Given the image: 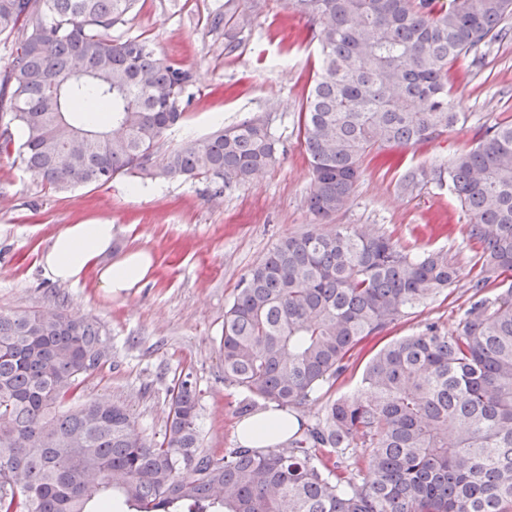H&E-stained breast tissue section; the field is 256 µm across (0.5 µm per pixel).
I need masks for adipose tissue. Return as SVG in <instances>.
I'll list each match as a JSON object with an SVG mask.
<instances>
[{"instance_id": "adipose-tissue-1", "label": "adipose tissue", "mask_w": 512, "mask_h": 512, "mask_svg": "<svg viewBox=\"0 0 512 512\" xmlns=\"http://www.w3.org/2000/svg\"><path fill=\"white\" fill-rule=\"evenodd\" d=\"M114 234L115 226L111 223L62 226L40 255L44 276L59 283L75 284L92 274L98 288L111 296L148 280L153 263L151 254L135 249L121 259H113ZM296 429L295 418L271 406L240 421L237 438L240 445L248 448H271L287 443Z\"/></svg>"}]
</instances>
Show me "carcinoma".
<instances>
[{
    "mask_svg": "<svg viewBox=\"0 0 512 512\" xmlns=\"http://www.w3.org/2000/svg\"><path fill=\"white\" fill-rule=\"evenodd\" d=\"M136 0H0L11 40L0 154L17 152L65 191L119 176L205 178L214 194L278 160L269 122L245 117L188 138L157 163L185 118L193 77L136 36L112 38ZM320 66L302 106L316 223L349 203L374 148L430 141L463 124L448 88L461 59L512 37V0H289ZM468 217L463 274L443 250L415 252L365 224L280 239L224 311V385L238 415L299 411L355 348L468 278L457 329L426 322L380 348L359 389L329 399L286 448L202 447L191 373L167 387L158 440L104 396L71 411L109 360L105 326L70 314L0 311V512H512V122L484 125L439 167ZM499 288L495 297L484 296Z\"/></svg>",
    "mask_w": 512,
    "mask_h": 512,
    "instance_id": "carcinoma-1",
    "label": "carcinoma"
}]
</instances>
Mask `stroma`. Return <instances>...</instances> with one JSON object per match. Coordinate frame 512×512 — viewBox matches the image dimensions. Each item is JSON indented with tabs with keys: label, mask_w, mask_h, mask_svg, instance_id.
Masks as SVG:
<instances>
[{
	"label": "stroma",
	"mask_w": 512,
	"mask_h": 512,
	"mask_svg": "<svg viewBox=\"0 0 512 512\" xmlns=\"http://www.w3.org/2000/svg\"><path fill=\"white\" fill-rule=\"evenodd\" d=\"M219 13L224 22L216 28L212 19ZM307 29V20L293 15L287 0H138L126 21L113 27V37L144 38L158 56L194 75L186 119L168 133L169 144L205 137L220 123L271 117L277 163L222 195L205 179L139 185L127 176L59 193L45 188L17 155H0V311L61 303L105 325L112 355L86 379L83 393L123 403L146 438L161 437L167 385L186 371L200 392L203 447L219 452L238 445L236 407L243 394L225 386L218 352L224 310L242 276L278 239L314 226L306 204L312 172L298 128L318 65V46ZM453 83L466 124L399 149L400 167L365 161L350 204L334 221L372 224L418 249H445L467 270L474 263L460 231L467 217L447 181L432 169L470 148L482 124L512 121V40L493 44L480 67L460 61ZM409 169L426 175L403 193L398 184ZM107 221L116 226L113 258L132 248L150 252L147 283L110 298L92 280L68 284L44 276L37 257L60 226ZM467 298L465 284H458L369 338L329 397L353 393L368 358L424 322L455 331Z\"/></svg>",
	"instance_id": "35a3bbf8"
}]
</instances>
